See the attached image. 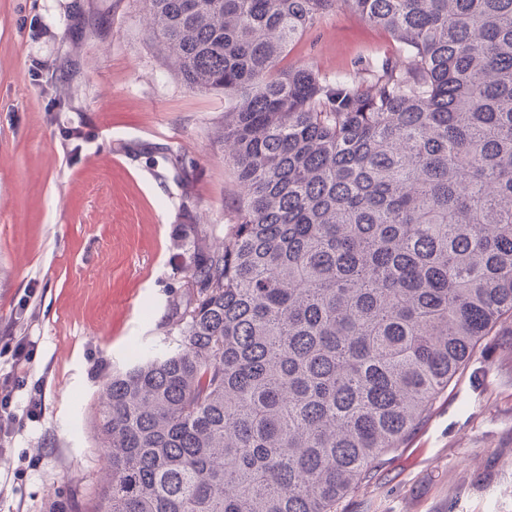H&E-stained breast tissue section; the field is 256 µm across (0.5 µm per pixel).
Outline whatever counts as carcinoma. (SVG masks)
Wrapping results in <instances>:
<instances>
[{
	"instance_id": "carcinoma-1",
	"label": "carcinoma",
	"mask_w": 512,
	"mask_h": 512,
	"mask_svg": "<svg viewBox=\"0 0 512 512\" xmlns=\"http://www.w3.org/2000/svg\"><path fill=\"white\" fill-rule=\"evenodd\" d=\"M222 90L238 192L193 237L174 346L112 372L89 512H336L512 323V0H146ZM343 4L399 60L280 61Z\"/></svg>"
}]
</instances>
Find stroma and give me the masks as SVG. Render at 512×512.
<instances>
[{"mask_svg":"<svg viewBox=\"0 0 512 512\" xmlns=\"http://www.w3.org/2000/svg\"><path fill=\"white\" fill-rule=\"evenodd\" d=\"M383 29L347 7L284 58L328 76L395 58ZM220 91L168 66L145 0H0V335L35 293L31 362L41 390L0 472V512H48L109 471L89 422L114 367L165 345L185 294L179 212L222 236L238 187L224 161ZM85 134L62 153L63 133ZM338 512H512V337H488L402 448Z\"/></svg>","mask_w":512,"mask_h":512,"instance_id":"35a3bbf8","label":"stroma"}]
</instances>
